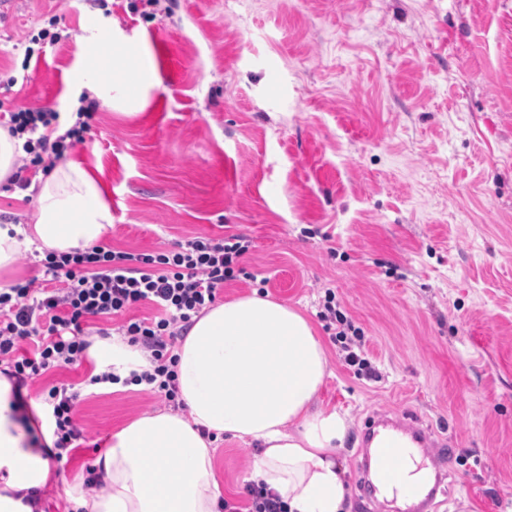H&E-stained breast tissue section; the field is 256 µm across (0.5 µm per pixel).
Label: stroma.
Segmentation results:
<instances>
[{"instance_id":"1","label":"stroma","mask_w":512,"mask_h":512,"mask_svg":"<svg viewBox=\"0 0 512 512\" xmlns=\"http://www.w3.org/2000/svg\"><path fill=\"white\" fill-rule=\"evenodd\" d=\"M28 0L0 19V89L68 120L75 37L137 34L159 84L136 116L98 110L67 158L112 211L102 244L156 251L198 236L252 241V290L316 318L326 292L381 375L358 377L321 331V406L348 412L346 512H361L369 416L414 410L455 453L430 512H512V0ZM58 43L40 40L41 30ZM34 193L0 182V225L34 223ZM142 387L82 390L64 466L162 409ZM253 447L224 437L215 471L244 505Z\"/></svg>"}]
</instances>
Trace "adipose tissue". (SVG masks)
I'll return each mask as SVG.
<instances>
[{"instance_id":"1","label":"adipose tissue","mask_w":512,"mask_h":512,"mask_svg":"<svg viewBox=\"0 0 512 512\" xmlns=\"http://www.w3.org/2000/svg\"><path fill=\"white\" fill-rule=\"evenodd\" d=\"M80 53L77 94L123 116L145 109L159 77L138 36L93 33ZM31 187L37 219L22 238L0 227V270L14 265L22 243L68 252L112 224L100 183L81 163L56 166ZM88 354L96 372L123 380L150 366L144 350L118 337H93ZM174 354L183 409L145 413L116 430L93 462L106 484L94 494L60 474L47 404L22 401L0 373V512H42L24 497L51 484L68 512H219L215 440L224 435L255 446L249 479L288 512H343L348 487L337 453L350 418L315 404L328 359L302 312L255 290L211 307Z\"/></svg>"}]
</instances>
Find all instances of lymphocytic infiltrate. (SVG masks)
Here are the masks:
<instances>
[{
    "label": "lymphocytic infiltrate",
    "instance_id": "f902f5d3",
    "mask_svg": "<svg viewBox=\"0 0 512 512\" xmlns=\"http://www.w3.org/2000/svg\"><path fill=\"white\" fill-rule=\"evenodd\" d=\"M96 111V101H87L74 125L62 132L59 113L50 109L13 104L0 110V126L24 141L25 155L11 183L25 188L31 183L29 171L50 172L69 149L84 142ZM250 247L247 237L230 234L178 240L159 251H121L95 244L45 253L39 261L42 278L0 289V364L20 385L79 367L87 359L91 321L119 316L123 322L118 334L150 354V369L133 376L132 384L145 385L165 404L180 409L172 349L195 318L216 303L225 283L243 274ZM146 305L154 308V315L134 316V309ZM319 317L333 326L344 364L355 375L376 378L370 362L353 349L360 329L336 309L333 297H326ZM78 397L71 383L48 390L58 448L74 447L83 434Z\"/></svg>",
    "mask_w": 512,
    "mask_h": 512
}]
</instances>
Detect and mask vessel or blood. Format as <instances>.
<instances>
[{"label":"vessel or blood","instance_id":"1","mask_svg":"<svg viewBox=\"0 0 512 512\" xmlns=\"http://www.w3.org/2000/svg\"><path fill=\"white\" fill-rule=\"evenodd\" d=\"M361 445L369 451L371 474L365 481L370 497L388 491L402 493L408 505L405 512H415L420 498L433 480L439 479L448 467L453 442L450 438H436L420 426L409 414L388 416L377 413L370 416L361 437ZM426 454L431 468L421 482H405L408 457Z\"/></svg>","mask_w":512,"mask_h":512}]
</instances>
